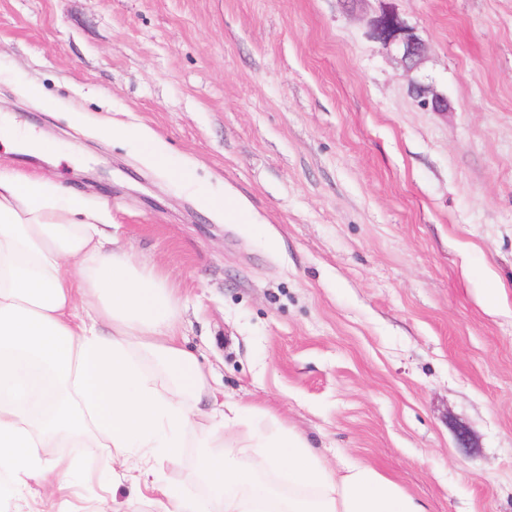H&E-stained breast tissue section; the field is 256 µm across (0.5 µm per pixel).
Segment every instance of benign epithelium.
Segmentation results:
<instances>
[{
    "instance_id": "benign-epithelium-1",
    "label": "benign epithelium",
    "mask_w": 512,
    "mask_h": 512,
    "mask_svg": "<svg viewBox=\"0 0 512 512\" xmlns=\"http://www.w3.org/2000/svg\"><path fill=\"white\" fill-rule=\"evenodd\" d=\"M373 38L394 49L401 57L410 93L419 104L434 112L448 109L447 98L433 85L414 76L427 55V46L414 32L406 28L393 13H383L370 21Z\"/></svg>"
}]
</instances>
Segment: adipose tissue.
Instances as JSON below:
<instances>
[{"label": "adipose tissue", "mask_w": 512, "mask_h": 512, "mask_svg": "<svg viewBox=\"0 0 512 512\" xmlns=\"http://www.w3.org/2000/svg\"><path fill=\"white\" fill-rule=\"evenodd\" d=\"M102 208L0 170V491L40 488L51 512L91 478L71 448L147 476L201 448L211 499L152 484L161 512H426L374 468L329 466L301 435L215 391L178 334L159 275L110 248Z\"/></svg>", "instance_id": "obj_1"}]
</instances>
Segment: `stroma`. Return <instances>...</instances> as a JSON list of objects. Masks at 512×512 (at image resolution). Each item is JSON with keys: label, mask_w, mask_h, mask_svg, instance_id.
<instances>
[{"label": "stroma", "mask_w": 512, "mask_h": 512, "mask_svg": "<svg viewBox=\"0 0 512 512\" xmlns=\"http://www.w3.org/2000/svg\"><path fill=\"white\" fill-rule=\"evenodd\" d=\"M0 111L45 144L0 168L107 208L225 398L428 512H512V0H0ZM94 456L76 512H158ZM373 38L393 48L401 57L410 93L419 104L433 112L448 109L447 98L433 85L423 82L413 74L417 72L427 55V46L414 32L406 28L393 13H383L370 21Z\"/></svg>", "instance_id": "35a3bbf8"}]
</instances>
